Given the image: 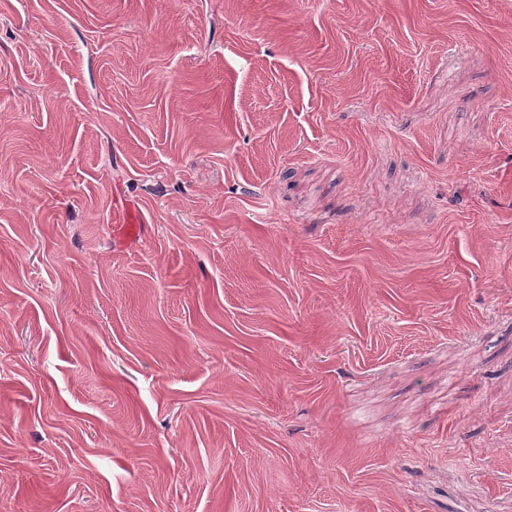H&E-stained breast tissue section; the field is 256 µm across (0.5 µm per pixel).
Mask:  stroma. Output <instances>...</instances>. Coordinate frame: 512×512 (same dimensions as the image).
<instances>
[{"label":"stroma","instance_id":"stroma-1","mask_svg":"<svg viewBox=\"0 0 512 512\" xmlns=\"http://www.w3.org/2000/svg\"><path fill=\"white\" fill-rule=\"evenodd\" d=\"M0 512H512V0H0ZM112 212L116 224H122L123 233L133 236L137 232L138 225L141 224L142 218L136 208L126 199L113 198Z\"/></svg>","mask_w":512,"mask_h":512}]
</instances>
